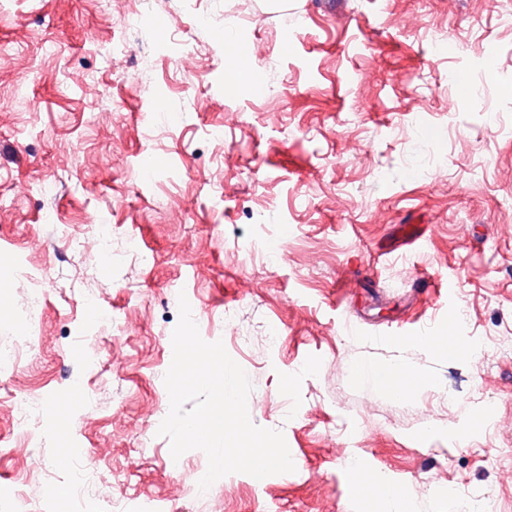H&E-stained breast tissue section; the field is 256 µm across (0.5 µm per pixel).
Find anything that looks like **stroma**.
<instances>
[{
	"mask_svg": "<svg viewBox=\"0 0 512 512\" xmlns=\"http://www.w3.org/2000/svg\"><path fill=\"white\" fill-rule=\"evenodd\" d=\"M486 2L155 0L132 32L137 0H0V257L19 283L0 341H34L0 374V487L25 512L67 493L77 448L107 472V508L118 478L158 512H376L352 457L409 489L411 512L487 494L512 512V0ZM228 19L250 66L235 87ZM95 224L117 244L88 263L71 240L92 246ZM419 276L439 292L413 296ZM174 290L248 375L250 419L283 432L294 472L232 473L197 498L184 483L205 453L170 471L153 373L172 361ZM452 326L455 357L421 346ZM402 363L424 379L406 398L357 373ZM22 393L40 405L31 437ZM447 481L456 498L435 492Z\"/></svg>",
	"mask_w": 512,
	"mask_h": 512,
	"instance_id": "obj_1",
	"label": "stroma"
}]
</instances>
